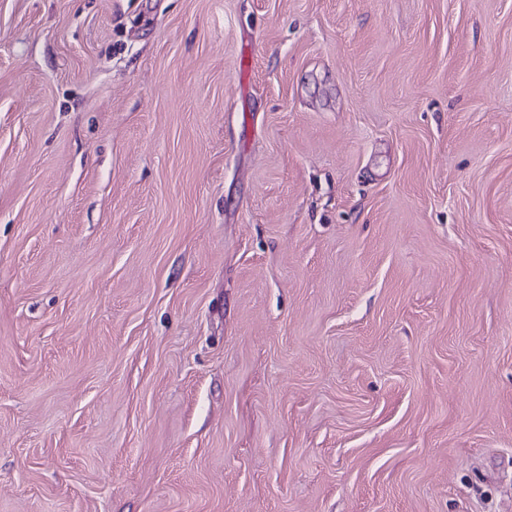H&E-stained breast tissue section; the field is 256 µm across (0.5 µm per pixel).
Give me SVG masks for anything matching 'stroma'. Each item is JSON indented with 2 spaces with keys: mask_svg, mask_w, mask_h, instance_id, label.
Segmentation results:
<instances>
[{
  "mask_svg": "<svg viewBox=\"0 0 512 512\" xmlns=\"http://www.w3.org/2000/svg\"><path fill=\"white\" fill-rule=\"evenodd\" d=\"M0 512H512V0H0Z\"/></svg>",
  "mask_w": 512,
  "mask_h": 512,
  "instance_id": "35a3bbf8",
  "label": "stroma"
}]
</instances>
